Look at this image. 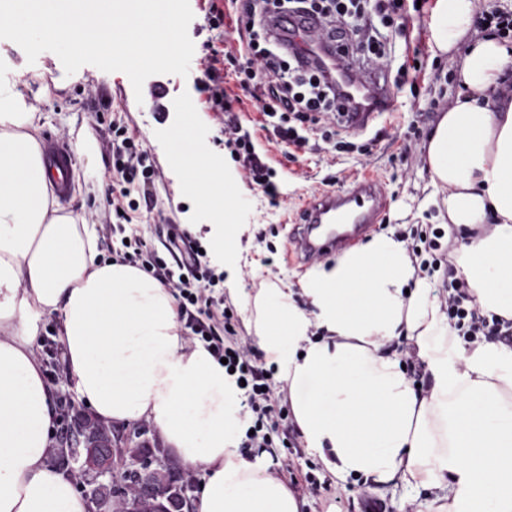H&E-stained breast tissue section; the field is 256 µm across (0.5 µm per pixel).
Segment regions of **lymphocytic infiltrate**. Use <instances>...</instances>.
<instances>
[{
    "label": "lymphocytic infiltrate",
    "instance_id": "lymphocytic-infiltrate-1",
    "mask_svg": "<svg viewBox=\"0 0 512 512\" xmlns=\"http://www.w3.org/2000/svg\"><path fill=\"white\" fill-rule=\"evenodd\" d=\"M408 0H209L208 23L214 30L225 20L235 23L236 44L209 45L199 60L201 89L211 111L224 118V145L241 167L240 176L256 185L270 205L279 206L277 171L259 153L255 132L244 126L237 104L248 99L261 112V130L278 143L316 154L321 163L335 166L349 157L370 165L371 142L355 141L346 129L350 104L366 108L367 95L348 101L339 88L340 78L331 62L295 31V21L314 24L326 47L356 57L363 68L393 74L394 84L405 83L415 65L429 56L418 43L410 54L399 55L390 31L406 20ZM232 68L240 96L224 87V70ZM100 111L111 113L112 187L110 204L118 223L127 224L128 242L113 249L116 261L129 263L171 288L189 342L204 343L224 360L228 375L242 381L243 412L249 428L241 445L272 448L288 426L290 409L274 368L266 366L258 349L238 331L239 321L224 299V275L212 266L189 232L167 224L166 256L148 248L132 214L138 204L134 188L150 190L156 171L139 138L130 131L121 112L112 108L106 93H99ZM411 259L430 257L429 267L445 266L448 275L436 285V294L448 314L450 329L472 342L495 336L512 342V319L484 313L454 263L455 242H444L441 229L416 225L400 231Z\"/></svg>",
    "mask_w": 512,
    "mask_h": 512
}]
</instances>
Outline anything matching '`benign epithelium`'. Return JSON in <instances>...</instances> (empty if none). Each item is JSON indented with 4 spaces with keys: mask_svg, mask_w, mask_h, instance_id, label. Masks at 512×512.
Returning <instances> with one entry per match:
<instances>
[{
    "mask_svg": "<svg viewBox=\"0 0 512 512\" xmlns=\"http://www.w3.org/2000/svg\"><path fill=\"white\" fill-rule=\"evenodd\" d=\"M92 428V422L84 413H77L71 433L79 452L72 460V464L87 474L89 484L84 490L91 505L90 512H103L104 503L98 497L99 489L107 488L113 495L121 496L126 491L123 477L129 475L136 476L141 484L146 485L149 483L151 472L163 463V458L158 455L145 458L124 452V448L132 440L156 442L154 435L147 430H138L132 435L112 436V452L105 453L89 437L88 432Z\"/></svg>",
    "mask_w": 512,
    "mask_h": 512,
    "instance_id": "benign-epithelium-1",
    "label": "benign epithelium"
}]
</instances>
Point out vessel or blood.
Segmentation results:
<instances>
[{
    "label": "vessel or blood",
    "instance_id": "vessel-or-blood-1",
    "mask_svg": "<svg viewBox=\"0 0 512 512\" xmlns=\"http://www.w3.org/2000/svg\"><path fill=\"white\" fill-rule=\"evenodd\" d=\"M370 89L378 108L352 112L351 132L364 133L382 113L392 111L395 102L386 86L366 75H358L354 91ZM42 157L52 174L58 197H67L73 188L74 152L66 137L53 135L42 146ZM387 191L375 177L351 178L336 190H321L306 200L299 222L289 238V254L297 262L311 266L327 255L344 254L367 236L386 209Z\"/></svg>",
    "mask_w": 512,
    "mask_h": 512
}]
</instances>
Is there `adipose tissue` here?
Returning a JSON list of instances; mask_svg holds the SVG:
<instances>
[{"label": "adipose tissue", "mask_w": 512, "mask_h": 512, "mask_svg": "<svg viewBox=\"0 0 512 512\" xmlns=\"http://www.w3.org/2000/svg\"><path fill=\"white\" fill-rule=\"evenodd\" d=\"M477 0H438L430 41L448 52ZM512 42L478 37L457 73L462 99L427 144L434 187L455 227L489 224L464 244L460 274L489 313L512 319ZM166 139L172 173L207 221L205 244L240 271L244 229L222 154L196 137L191 100ZM43 126L0 84V512H88L48 462L55 415L36 353L39 318L57 314L77 398L103 423L151 422L171 454L202 471L196 512H299L280 478L243 457L234 377L181 330L170 288L103 260L95 225L64 211L43 163ZM254 339L288 384L294 421L335 478L446 490L436 512H512V345L465 342L448 329L427 272L403 241L374 237L299 289L244 296ZM430 373L416 387L393 340Z\"/></svg>", "instance_id": "ef3b65f1"}]
</instances>
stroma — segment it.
Segmentation results:
<instances>
[{
  "mask_svg": "<svg viewBox=\"0 0 512 512\" xmlns=\"http://www.w3.org/2000/svg\"><path fill=\"white\" fill-rule=\"evenodd\" d=\"M40 78L35 93L27 94L28 105L41 115L44 131L48 134L66 133L71 140H79L89 148L90 154L77 160L75 188L69 199L63 201L66 210L95 215L101 238L112 235V209L107 202L108 177L112 172V155L105 148L110 138L109 116L94 112L87 99L88 84L103 87L112 99V105L122 111L130 128L140 136L144 148L150 153L160 174L155 183L153 198L139 199V208L134 214L136 223L141 224L147 243L155 250H162L161 225L165 222L182 223L183 216L192 210V199L182 196L170 176L169 160L153 137L158 130L170 125V112L161 110V102L177 103L180 99L192 98L197 112L195 132L216 150H223L222 126L214 112L208 107L206 96L197 88V67H190L187 76L158 74L150 76L143 85L144 103H137L130 80L110 79L99 68L85 65L74 74H66L58 56L42 52L35 64ZM164 93V101H156V93ZM246 117L251 128L256 129L259 140L265 141L272 161L278 162L276 180L280 186L279 206H270L266 196L252 189L246 183L237 185V223L246 231L242 237L245 247L242 265L250 270L251 280L240 281V294H228L227 299L238 313L241 332L252 336L248 315L244 313L241 293L255 294L270 280L269 269H276L278 281L297 285L306 269L290 261L288 232L298 209L308 195L316 191L326 168L318 164L316 156L299 154L297 161L284 159L285 145L270 140L266 131L261 130V116L254 108H247ZM410 119L406 112L386 113L381 122L386 136L373 147L374 161L367 167L369 175L380 179L388 193V206L384 221L389 231H397L408 224H428L436 209H422L423 200L430 194V173L425 162L426 136L435 126L434 120L422 124V139L416 145V164L410 171H403L393 157L402 140L401 136ZM243 454L249 460L262 465L267 471H275L279 462L288 463L296 476L314 474L319 481H330V474L320 464L315 452L300 447L297 449L279 447L247 448ZM368 492L386 505V512H433L432 502L435 490L421 486L391 483L385 486L368 485Z\"/></svg>",
  "mask_w": 512,
  "mask_h": 512,
  "instance_id": "obj_1",
  "label": "stroma"
}]
</instances>
